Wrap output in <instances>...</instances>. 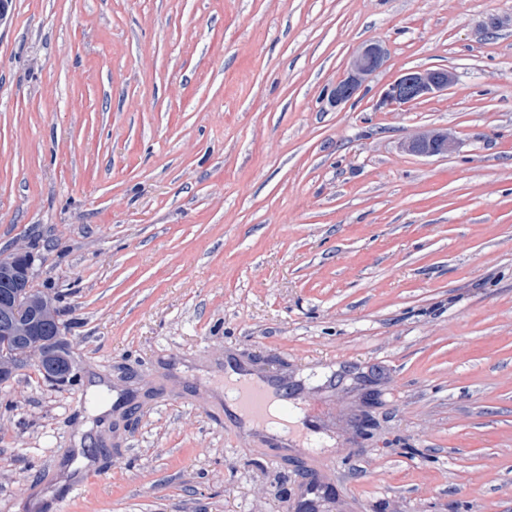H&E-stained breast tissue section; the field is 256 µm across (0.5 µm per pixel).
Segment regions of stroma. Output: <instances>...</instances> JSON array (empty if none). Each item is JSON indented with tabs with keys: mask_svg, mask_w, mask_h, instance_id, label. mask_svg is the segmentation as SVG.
<instances>
[{
	"mask_svg": "<svg viewBox=\"0 0 512 512\" xmlns=\"http://www.w3.org/2000/svg\"><path fill=\"white\" fill-rule=\"evenodd\" d=\"M411 68L456 81L377 109ZM17 248L78 378L0 384V512H512V0H8ZM235 362L318 430L244 429ZM386 57V50L379 42L364 44L355 55L350 70L333 85L331 104L338 106L351 100L363 84L364 78L379 69ZM452 146L453 140L448 133L436 132L409 141L407 150L417 156L432 157L447 155Z\"/></svg>",
	"mask_w": 512,
	"mask_h": 512,
	"instance_id": "stroma-1",
	"label": "stroma"
}]
</instances>
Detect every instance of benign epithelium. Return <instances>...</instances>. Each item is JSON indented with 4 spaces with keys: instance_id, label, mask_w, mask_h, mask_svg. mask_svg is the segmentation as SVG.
Wrapping results in <instances>:
<instances>
[{
    "instance_id": "1",
    "label": "benign epithelium",
    "mask_w": 512,
    "mask_h": 512,
    "mask_svg": "<svg viewBox=\"0 0 512 512\" xmlns=\"http://www.w3.org/2000/svg\"><path fill=\"white\" fill-rule=\"evenodd\" d=\"M386 57V50L379 42L364 44L355 55L350 70L333 85L331 104L338 106L351 100L363 84L364 78L379 69ZM456 81L455 74L447 69H410L401 73L380 94L378 106L402 110L414 103L447 91ZM453 140L444 132L420 136L408 142L407 150L417 156L446 155L452 149ZM32 257L23 250L0 255V267L7 266L16 276V292L3 302L6 316L0 322L1 336H27L24 354L40 356L45 347L58 339L35 336L37 324L52 321V317L34 308L26 299L32 280Z\"/></svg>"
}]
</instances>
